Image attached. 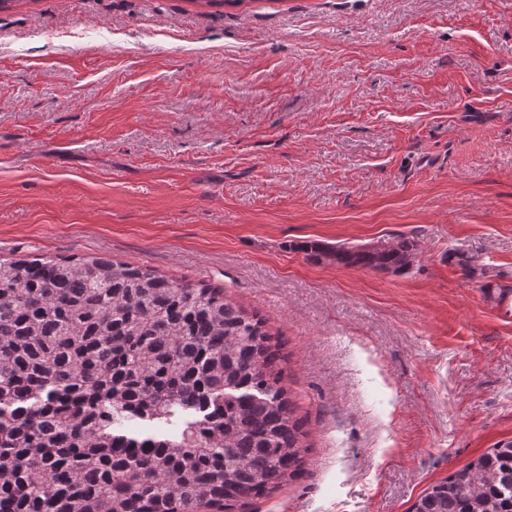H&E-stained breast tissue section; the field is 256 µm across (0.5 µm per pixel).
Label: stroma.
I'll list each match as a JSON object with an SVG mask.
<instances>
[{
  "label": "stroma",
  "mask_w": 512,
  "mask_h": 512,
  "mask_svg": "<svg viewBox=\"0 0 512 512\" xmlns=\"http://www.w3.org/2000/svg\"><path fill=\"white\" fill-rule=\"evenodd\" d=\"M402 237L403 274L300 250ZM34 255L223 289L282 340L307 450L242 512H410L512 441V0H9L0 259Z\"/></svg>",
  "instance_id": "1"
}]
</instances>
